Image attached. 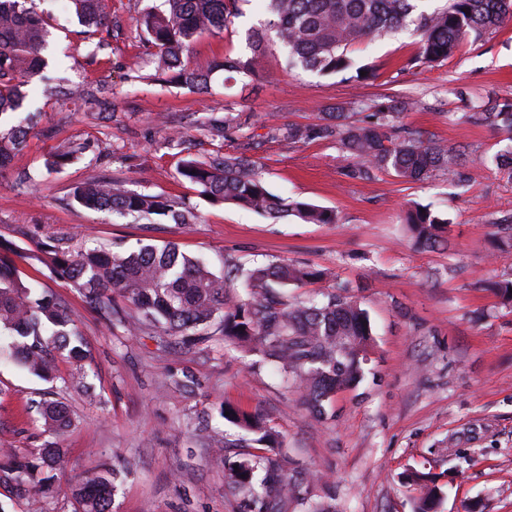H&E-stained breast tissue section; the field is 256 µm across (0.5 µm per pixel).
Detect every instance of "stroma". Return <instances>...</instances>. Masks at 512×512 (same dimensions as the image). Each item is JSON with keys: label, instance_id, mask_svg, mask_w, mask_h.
<instances>
[{"label": "stroma", "instance_id": "35a3bbf8", "mask_svg": "<svg viewBox=\"0 0 512 512\" xmlns=\"http://www.w3.org/2000/svg\"><path fill=\"white\" fill-rule=\"evenodd\" d=\"M161 4L109 0V20L96 28L82 24L68 0H25L49 20L48 67L32 79L27 108L0 116V126L29 129L0 176V239L22 253V279L38 280L76 320L92 390L68 385L66 357H58L51 382L0 357V448L52 444L69 457L54 472L56 495L35 505L0 486V505L74 512L66 487L75 474L104 465L120 475L112 512H249L224 480L225 459L246 452L244 432L220 415L227 404L260 414L278 434V463L302 480L287 512H413L419 491L404 479L411 469L443 484L439 512H512V304L492 288L512 279V262L497 260L492 237L493 219L512 213V179L489 162L512 141L465 117L471 102L512 100V22L432 66L418 61L408 32L361 40L349 52L367 68L362 78L289 68L271 41L255 76L218 72L207 90L193 91L161 81L156 49L136 25ZM238 8L227 30L193 42L191 65L249 56L248 34L269 14L260 0H238ZM395 100L408 104L405 124L464 150V185L442 175L425 183L387 173L354 180L334 141L283 136L288 125L318 124L332 112L356 122L370 106ZM213 119L225 122L222 134L212 132ZM68 141L84 153L47 170L48 154ZM245 143L271 193L335 210L338 223L276 221L214 203L178 175L187 158L233 154ZM94 180L186 202L198 219L134 224L86 210L72 188ZM416 203L447 218V250L415 246L403 216ZM60 237L75 251L173 243L216 273L278 260L326 272L324 280L289 287L288 298L347 285L370 315L366 377L336 394L333 420L318 422L280 369L250 347L218 333L186 346L108 322L39 262L42 243ZM184 370L197 380L194 391L176 384ZM44 399L69 406L74 422L65 432H45L32 408ZM221 435L231 446L219 454Z\"/></svg>", "mask_w": 512, "mask_h": 512}]
</instances>
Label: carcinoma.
<instances>
[{"mask_svg": "<svg viewBox=\"0 0 512 512\" xmlns=\"http://www.w3.org/2000/svg\"><path fill=\"white\" fill-rule=\"evenodd\" d=\"M236 0H164V9L148 10L138 26L157 49V68L170 81L198 90L215 71L252 74L264 53L265 43L276 40L286 51L288 67L298 66L322 75L351 70L349 47L366 37H379L413 26L418 37V59L424 64L442 62L465 40L478 41L512 21V0H448L441 9H425V0H263L272 15L265 28L249 35L250 57L226 56L208 70L190 65L184 56L204 33L218 34L233 23ZM78 18L100 26L107 15L103 0H72ZM45 23L19 5V0H0V116L16 111L28 97L19 76L43 69L40 51L45 42ZM405 104L379 106L369 120L356 124L342 112L330 114L321 124L291 126L288 140H334L353 160L347 169L352 179H367L385 172L411 182H423L437 173L461 183L464 152L426 139L402 123ZM475 123H487L512 134V103H486L467 115ZM27 139L19 126L0 132V176ZM81 153L70 144L46 161L47 169L59 170ZM179 176L197 187L199 195L230 203L277 220L294 216L306 223L336 224L338 215L304 201L272 194L263 184L256 164L246 154H216L205 161L183 162ZM82 207L118 213L135 219L168 216L177 224H192L194 208L160 195L135 193L119 181H91L73 190ZM416 245L436 249L445 244L448 221L417 205L404 219ZM502 233L498 251L512 256V214L494 222ZM42 263L77 288L84 300L111 321L128 324L122 309L112 304L114 295L124 298L136 313V323L159 328L171 336L207 334L214 321L224 337L247 342L277 364L299 389L309 413L326 420L336 394L358 384L371 342L367 311L346 295L343 286L322 294L321 299L290 303L284 290L311 283L322 273L305 266L275 262L246 273L250 297L236 302L230 297L229 276L218 275L200 260L179 252L176 246L145 245L130 253L103 249L70 251L55 244L42 245ZM22 257L10 242L0 240V351L7 352L31 374L49 379L54 371L53 352L66 354L80 364L87 358L85 343L75 320L51 295L35 296L34 288L21 279L15 258ZM37 413L43 427L53 433L72 425L65 406L41 401ZM225 420L252 435L251 447H280L277 435L262 419L233 408H221ZM268 456L248 454L235 463L224 462L228 485L249 498L253 512H274L288 498L297 497L299 484L273 472L255 486L254 472ZM67 465L66 452L56 446L20 455L12 453L0 465V484L19 493L46 496L54 492L48 473ZM406 480L422 485L427 495L418 499L415 512H431L442 500L443 486L427 474L411 471ZM114 471L82 476L69 488L76 512H112Z\"/></svg>", "mask_w": 512, "mask_h": 512, "instance_id": "obj_1", "label": "carcinoma"}]
</instances>
